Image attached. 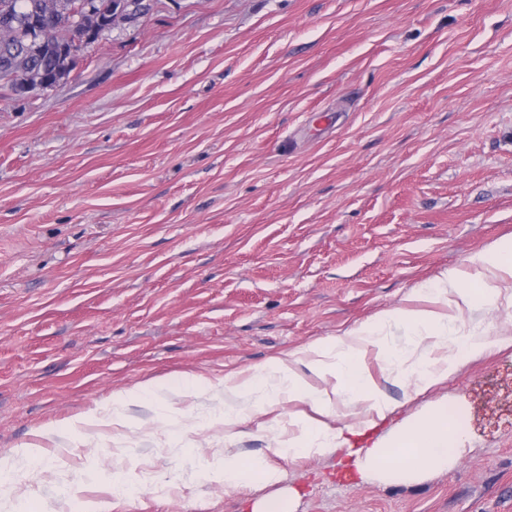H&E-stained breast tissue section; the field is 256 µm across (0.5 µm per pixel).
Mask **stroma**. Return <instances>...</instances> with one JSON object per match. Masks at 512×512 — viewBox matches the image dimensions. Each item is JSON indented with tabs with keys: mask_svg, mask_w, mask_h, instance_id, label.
<instances>
[{
	"mask_svg": "<svg viewBox=\"0 0 512 512\" xmlns=\"http://www.w3.org/2000/svg\"><path fill=\"white\" fill-rule=\"evenodd\" d=\"M510 239L512 0H143L63 84L0 97V465L42 467L0 512H512L511 347L416 396L386 363L412 336L383 331L364 368L392 411L363 428L343 391L330 425L371 448L454 410L463 455L408 482L275 457L296 405L224 392L431 309L413 288ZM475 326L512 336V303ZM191 375L211 388L180 399ZM146 383L127 427L80 424ZM228 453L277 476L225 487Z\"/></svg>",
	"mask_w": 512,
	"mask_h": 512,
	"instance_id": "35a3bbf8",
	"label": "stroma"
}]
</instances>
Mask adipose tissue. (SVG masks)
<instances>
[{
    "mask_svg": "<svg viewBox=\"0 0 512 512\" xmlns=\"http://www.w3.org/2000/svg\"><path fill=\"white\" fill-rule=\"evenodd\" d=\"M473 273L448 270L438 280L426 284L432 301L441 303V311L403 309L387 311L374 321L361 323L342 336L312 344L310 370L325 373L327 354L343 349L344 359L335 369L336 390L353 393L359 403L366 426L385 419L391 409L373 378L363 368V358L378 344L384 326L401 325L415 336L414 349L403 358V376L421 392L447 379L451 373L448 351L457 337L452 326L466 310L499 300L512 289V245L500 244L473 258ZM227 388L256 394L255 413L267 414L285 400L312 403L322 416L335 414L330 392L314 394L297 369L293 359L274 358L256 368L244 381L225 379ZM460 430L449 422L447 414H426L419 426L382 447L352 448L344 430L332 429L320 421L306 423L303 437H290L286 446L275 449L278 457L326 455L338 451L354 456L361 471H376L383 478L408 480L420 474L447 468L458 459Z\"/></svg>",
    "mask_w": 512,
    "mask_h": 512,
    "instance_id": "1",
    "label": "adipose tissue"
}]
</instances>
